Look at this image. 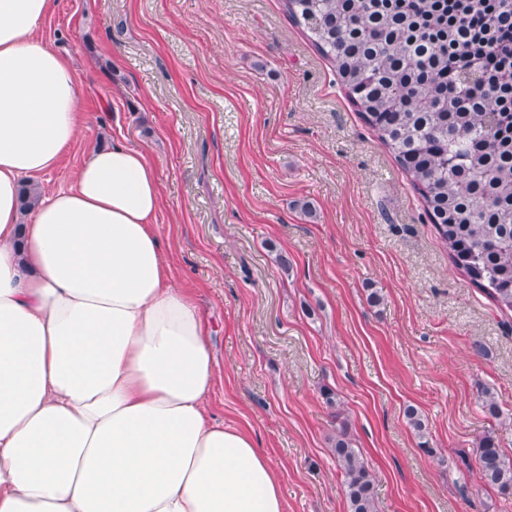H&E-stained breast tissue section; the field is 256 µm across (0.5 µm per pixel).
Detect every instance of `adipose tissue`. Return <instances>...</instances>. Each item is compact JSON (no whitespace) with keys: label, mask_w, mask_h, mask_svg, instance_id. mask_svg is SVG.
<instances>
[{"label":"adipose tissue","mask_w":512,"mask_h":512,"mask_svg":"<svg viewBox=\"0 0 512 512\" xmlns=\"http://www.w3.org/2000/svg\"><path fill=\"white\" fill-rule=\"evenodd\" d=\"M54 0H0V512H283L252 437L210 420L209 325L165 264L144 151L91 148L23 221L84 120L37 39Z\"/></svg>","instance_id":"ef3b65f1"}]
</instances>
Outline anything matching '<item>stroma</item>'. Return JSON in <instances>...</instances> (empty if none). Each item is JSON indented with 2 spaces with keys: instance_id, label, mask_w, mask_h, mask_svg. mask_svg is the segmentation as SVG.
Listing matches in <instances>:
<instances>
[{
  "instance_id": "stroma-1",
  "label": "stroma",
  "mask_w": 512,
  "mask_h": 512,
  "mask_svg": "<svg viewBox=\"0 0 512 512\" xmlns=\"http://www.w3.org/2000/svg\"><path fill=\"white\" fill-rule=\"evenodd\" d=\"M38 37L78 74L85 115L41 193L100 144L157 167L162 254L212 330L209 414L264 449L284 512H348L342 429L377 512H512L458 465L487 434L512 457V313L454 267L282 0H55Z\"/></svg>"
}]
</instances>
